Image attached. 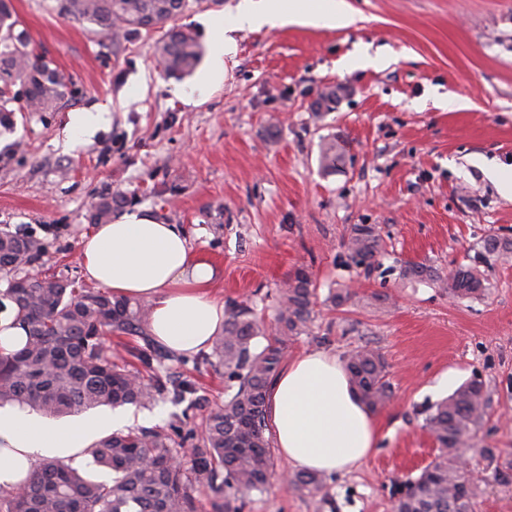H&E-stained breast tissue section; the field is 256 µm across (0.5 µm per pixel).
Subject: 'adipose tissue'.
Returning a JSON list of instances; mask_svg holds the SVG:
<instances>
[{"mask_svg":"<svg viewBox=\"0 0 512 512\" xmlns=\"http://www.w3.org/2000/svg\"><path fill=\"white\" fill-rule=\"evenodd\" d=\"M292 21L349 26L344 0H239L212 44L199 93L223 79L225 59L236 52L234 31L277 28ZM79 263L86 280L112 295L151 307L148 331L178 353L204 349L224 331V303L214 290L212 264L194 251L173 224L136 211L98 224L83 235ZM272 445L288 465L310 472H345L375 450L378 426L357 398L336 354L314 351L289 359L268 394ZM123 413H97L55 424L15 408H0V488L27 478L37 461L81 459L105 431L122 428Z\"/></svg>","mask_w":512,"mask_h":512,"instance_id":"adipose-tissue-1","label":"adipose tissue"}]
</instances>
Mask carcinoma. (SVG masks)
Returning a JSON list of instances; mask_svg holds the SVG:
<instances>
[{
	"mask_svg": "<svg viewBox=\"0 0 512 512\" xmlns=\"http://www.w3.org/2000/svg\"><path fill=\"white\" fill-rule=\"evenodd\" d=\"M198 0H57L58 14L88 22L112 41L158 32L152 50L168 77L185 78L200 65L204 48L196 31L178 23ZM72 86V78L30 49L26 29L13 17L10 0H0V130H11L17 112H51ZM336 104V87L321 91L315 113ZM342 159L336 140L320 145L319 165L336 170ZM135 203L124 192L101 195L88 209L91 224H107ZM345 246L357 266L371 271L382 252L372 224L350 226ZM470 263L448 275L424 262L399 267L405 283H427L454 299L476 298L489 288L485 269L512 259V238L488 234L474 247ZM46 253L42 239L0 229V280L7 282L13 324L26 333L17 351L0 354V408L10 406L59 417L100 407L151 408L163 400L186 404L163 429L115 431L86 450L92 463L112 472L101 481L70 463L41 459L33 474L12 491L0 490V512H197V492L224 499V512H241L244 496L269 487L274 469L265 437L266 394L284 360L288 342L312 322L315 285L308 268H297L284 282L279 308L270 324L246 304L224 309V333L211 353L194 366L224 368V403L188 425L196 407L195 382L165 372V362L188 360L156 344L147 332L149 306L114 298L61 275L28 276ZM111 334L133 342L112 350ZM265 344H259V339ZM351 383L371 411L383 408L392 390L384 358L370 349L346 358ZM486 386L474 376L428 410L423 427L438 454L416 476L397 482L396 512H474L479 483L461 477L456 460L473 455L472 440L485 415ZM480 455L498 457L492 477L512 479V448ZM293 483L308 496L325 495L322 475L300 472ZM239 506L233 508L231 503Z\"/></svg>",
	"mask_w": 512,
	"mask_h": 512,
	"instance_id": "1",
	"label": "carcinoma"
}]
</instances>
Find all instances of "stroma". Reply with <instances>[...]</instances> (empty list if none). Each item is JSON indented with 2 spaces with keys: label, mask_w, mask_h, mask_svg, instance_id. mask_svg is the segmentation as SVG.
<instances>
[{
  "label": "stroma",
  "mask_w": 512,
  "mask_h": 512,
  "mask_svg": "<svg viewBox=\"0 0 512 512\" xmlns=\"http://www.w3.org/2000/svg\"><path fill=\"white\" fill-rule=\"evenodd\" d=\"M238 0H202L185 21L204 47ZM348 27L289 24L236 31L221 84L204 95L195 77H165L152 37L102 38L66 19L56 0H11L33 47L70 74V94L53 112H20L0 148L24 147L0 162V225L32 231L52 273L81 276L87 211L106 192L137 194L138 210L165 216L219 271L223 300L272 321L280 287L308 267L314 319L288 356L366 347L387 365L390 402L375 412L380 436L358 468L327 476L317 501L277 463L267 491L242 512H393L392 486L419 474L438 445L424 429L428 407L472 376L487 390L475 442L512 448V261L486 271L489 289L455 301L434 286L404 284L405 261L442 274L468 263L471 247L512 231V200L470 158L512 166V0H345ZM384 50L381 67L350 71L345 61ZM345 86L321 118L310 108L326 87ZM105 110L103 125L76 137L71 113ZM278 123L276 140L265 135ZM335 138L344 159L319 169V144ZM223 203L224 221L206 216ZM375 225L380 267L364 273L344 246L350 225ZM351 285L341 307L331 289ZM381 293L385 302L373 301Z\"/></svg>",
  "instance_id": "1"
}]
</instances>
